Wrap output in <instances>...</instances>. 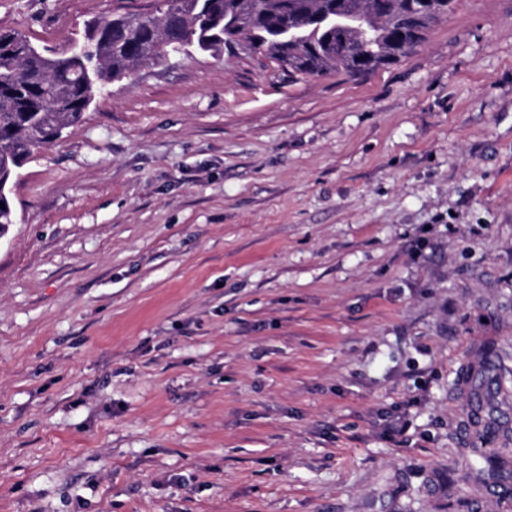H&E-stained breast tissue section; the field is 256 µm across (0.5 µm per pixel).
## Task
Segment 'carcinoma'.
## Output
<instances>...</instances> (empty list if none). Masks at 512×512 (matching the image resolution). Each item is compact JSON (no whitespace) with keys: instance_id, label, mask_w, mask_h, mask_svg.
Here are the masks:
<instances>
[{"instance_id":"cac0c4a2","label":"carcinoma","mask_w":512,"mask_h":512,"mask_svg":"<svg viewBox=\"0 0 512 512\" xmlns=\"http://www.w3.org/2000/svg\"><path fill=\"white\" fill-rule=\"evenodd\" d=\"M162 0L158 15L124 13L90 20L73 39L82 54L36 46L0 30V234L15 223L10 196L18 170L63 130L83 119L106 86L181 51L261 55L292 79L359 75L408 57L448 17L454 0ZM503 350L487 343L463 367L469 450L493 481L512 477V430L494 429L506 376Z\"/></svg>"}]
</instances>
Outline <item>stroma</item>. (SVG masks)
Instances as JSON below:
<instances>
[{"mask_svg": "<svg viewBox=\"0 0 512 512\" xmlns=\"http://www.w3.org/2000/svg\"><path fill=\"white\" fill-rule=\"evenodd\" d=\"M157 0H0L65 47ZM0 236V512H512L457 378L512 345V0L288 80L192 53L27 160Z\"/></svg>", "mask_w": 512, "mask_h": 512, "instance_id": "35a3bbf8", "label": "stroma"}]
</instances>
